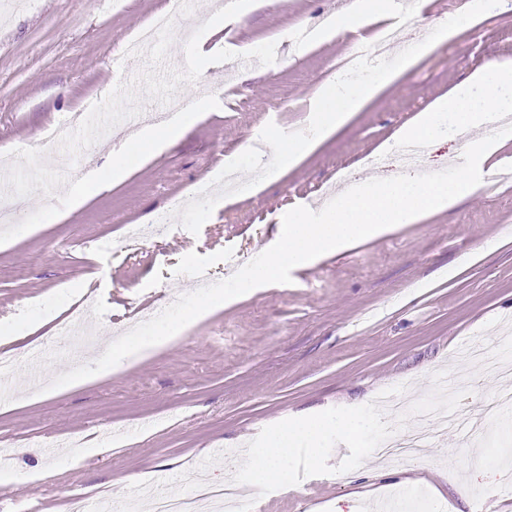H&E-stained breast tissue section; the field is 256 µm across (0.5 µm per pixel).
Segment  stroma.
I'll use <instances>...</instances> for the list:
<instances>
[{"mask_svg": "<svg viewBox=\"0 0 512 512\" xmlns=\"http://www.w3.org/2000/svg\"><path fill=\"white\" fill-rule=\"evenodd\" d=\"M241 40L208 28L211 5L189 0L193 39L207 50L206 72L181 54L170 30L147 53L125 43L166 0H21L0 21V150L16 152L7 183L26 197L10 234L0 235V334L13 352L10 398H0V512H18L37 493L59 489L94 500L185 494L197 470L213 483L231 479L225 450L244 454L261 430L332 407H356L404 386L408 402L429 395L440 371L473 382L462 407L490 413L500 371L461 349L512 328V179H484L449 210L418 224L292 270V281L261 288L207 311L149 356L113 367L83 386L48 395L30 381L45 338L87 288L95 354L153 316V304L185 294L199 276L217 282L225 266L245 265L282 233L284 214L302 198L335 195L337 185L384 177L370 164L391 154L392 134L446 96L474 69L512 59V6L490 10L453 31L361 112L297 165L253 196L220 202L196 235L184 229L117 253L91 248L122 238L126 225L150 222L173 197L207 187L267 123L304 127L317 89L337 65L356 62L350 31L339 29L342 0H249ZM308 31L303 55L283 51ZM210 100L211 109L179 139L112 190L66 210L41 146L45 128L100 98L105 113L137 100L164 126L169 97ZM121 137L78 134L65 152L78 170L109 166ZM111 428V439L100 432ZM501 448L468 446L447 434L419 458L369 455L342 474L312 476L262 495L250 512H374L393 492L420 498L422 512H512L500 485Z\"/></svg>", "mask_w": 512, "mask_h": 512, "instance_id": "35a3bbf8", "label": "stroma"}]
</instances>
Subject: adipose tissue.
I'll use <instances>...</instances> for the list:
<instances>
[{"instance_id": "1", "label": "adipose tissue", "mask_w": 512, "mask_h": 512, "mask_svg": "<svg viewBox=\"0 0 512 512\" xmlns=\"http://www.w3.org/2000/svg\"><path fill=\"white\" fill-rule=\"evenodd\" d=\"M205 102H197L193 108L178 112L164 128H143L135 141L114 152L112 162L105 172L89 176L87 188L69 192L65 197L69 209L83 205L89 194L111 189L121 182L134 166L143 165L159 153L167 143L181 136L207 111ZM512 110V61H495L472 71L450 96L438 99L426 111L421 112L409 125L399 129L395 137L400 141L428 139L437 132V118L444 115L457 133L465 135L486 126L489 119L501 112Z\"/></svg>"}]
</instances>
